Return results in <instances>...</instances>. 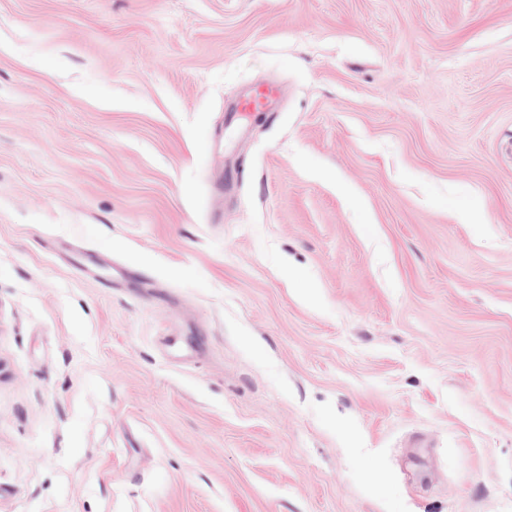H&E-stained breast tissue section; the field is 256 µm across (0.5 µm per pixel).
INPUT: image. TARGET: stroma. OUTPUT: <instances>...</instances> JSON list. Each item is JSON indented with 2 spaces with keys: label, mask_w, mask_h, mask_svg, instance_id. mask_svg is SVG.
Returning <instances> with one entry per match:
<instances>
[{
  "label": "stroma",
  "mask_w": 512,
  "mask_h": 512,
  "mask_svg": "<svg viewBox=\"0 0 512 512\" xmlns=\"http://www.w3.org/2000/svg\"><path fill=\"white\" fill-rule=\"evenodd\" d=\"M0 512H512V0H0ZM275 98V90L269 87L256 88L249 94L241 98L232 107L227 108L226 112L228 122L232 124H244L251 117L264 114L270 117L273 112V100Z\"/></svg>",
  "instance_id": "1"
}]
</instances>
